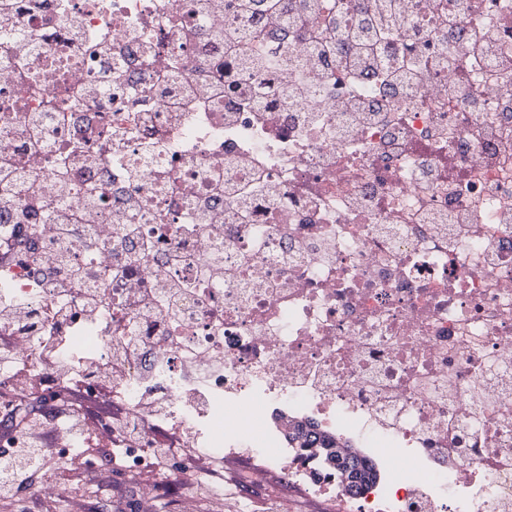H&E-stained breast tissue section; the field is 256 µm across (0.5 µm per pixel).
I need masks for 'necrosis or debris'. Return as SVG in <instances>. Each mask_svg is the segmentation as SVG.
Wrapping results in <instances>:
<instances>
[{"instance_id":"1","label":"necrosis or debris","mask_w":512,"mask_h":512,"mask_svg":"<svg viewBox=\"0 0 512 512\" xmlns=\"http://www.w3.org/2000/svg\"><path fill=\"white\" fill-rule=\"evenodd\" d=\"M408 0L400 80L332 11L233 0H9L0 164L82 213L101 317L40 323L112 361L127 478L178 430L356 512H512V0ZM60 243L0 265L33 312ZM387 471L350 497L298 442Z\"/></svg>"}]
</instances>
